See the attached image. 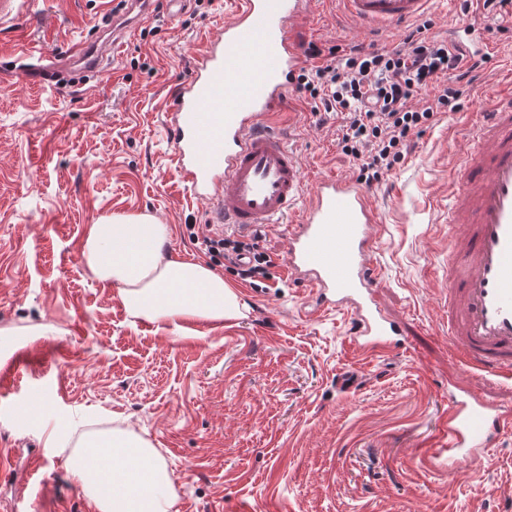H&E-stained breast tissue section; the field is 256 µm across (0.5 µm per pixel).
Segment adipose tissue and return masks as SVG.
Wrapping results in <instances>:
<instances>
[{
    "label": "adipose tissue",
    "mask_w": 512,
    "mask_h": 512,
    "mask_svg": "<svg viewBox=\"0 0 512 512\" xmlns=\"http://www.w3.org/2000/svg\"><path fill=\"white\" fill-rule=\"evenodd\" d=\"M169 225L115 214L89 225L82 258L91 276L118 285L130 314L153 323L221 321L240 313L236 292L213 269L170 257ZM70 471L96 512H172V478L157 448L129 429L82 436Z\"/></svg>",
    "instance_id": "ef3b65f1"
}]
</instances>
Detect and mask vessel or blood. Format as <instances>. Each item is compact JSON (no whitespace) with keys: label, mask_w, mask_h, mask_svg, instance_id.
Listing matches in <instances>:
<instances>
[{"label":"vessel or blood","mask_w":512,"mask_h":512,"mask_svg":"<svg viewBox=\"0 0 512 512\" xmlns=\"http://www.w3.org/2000/svg\"><path fill=\"white\" fill-rule=\"evenodd\" d=\"M311 0H235L230 20L208 38L190 72L164 107L174 168L191 194L208 203L211 223L250 230L283 224L287 272L328 309L351 314V344L359 352L392 351L403 334L378 298L374 262L381 217L361 183L326 176L304 199L305 171L274 117L294 105L306 65L293 34ZM363 29L419 20L429 0H343ZM35 0H0V25L23 22ZM111 41L86 36L57 55L20 45L24 78L47 83L70 61L99 71ZM469 147L448 173L449 346L474 376L512 378V84L486 91L476 119L462 128ZM41 390L28 388L12 412L36 415ZM512 429V409L459 387L448 406V469H476L487 448Z\"/></svg>","instance_id":"1"}]
</instances>
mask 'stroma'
Masks as SVG:
<instances>
[{"label": "stroma", "mask_w": 512, "mask_h": 512, "mask_svg": "<svg viewBox=\"0 0 512 512\" xmlns=\"http://www.w3.org/2000/svg\"><path fill=\"white\" fill-rule=\"evenodd\" d=\"M109 8L40 0L27 41L66 50ZM232 10V0H187L175 16L167 0H151L111 68L63 74L52 89L0 69V373L38 353L28 380L44 399L38 417L17 420L7 409L17 390L0 388V512H93L68 459L88 428L115 425L158 448L174 512H512V433L475 475L429 458L444 438L449 390L475 381L439 333L453 228L437 218L465 149L459 130L512 64V14L431 0V35L469 22L494 48L458 109L436 113L405 162L370 185L383 217L379 299L404 336L367 357L350 345L349 314L318 307L286 278L287 230L256 229L275 264L255 284L200 242L208 206L178 180L162 107ZM402 32L363 31L341 0H315L296 40L344 55L391 49ZM313 106L298 92L288 129L308 180L358 179L337 145L339 118ZM112 213L169 225V252L222 273L240 316L160 329L129 314L118 286L93 279L81 257L88 225ZM348 371L358 383L345 391L337 378Z\"/></svg>", "instance_id": "35a3bbf8"}]
</instances>
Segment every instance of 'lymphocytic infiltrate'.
I'll list each match as a JSON object with an SVG mask.
<instances>
[{
    "mask_svg": "<svg viewBox=\"0 0 512 512\" xmlns=\"http://www.w3.org/2000/svg\"><path fill=\"white\" fill-rule=\"evenodd\" d=\"M430 21L407 27L401 42L384 52H351L343 67L318 66L301 73L298 87L320 101L326 112L341 114L338 143L359 163L364 182L380 179L404 162L410 137L439 111H455L461 82H473L482 60L447 41L428 37ZM451 83H442L445 75ZM211 256H234L242 279L264 274L273 258L248 243L221 233L205 240Z\"/></svg>",
    "mask_w": 512,
    "mask_h": 512,
    "instance_id": "f902f5d3",
    "label": "lymphocytic infiltrate"
}]
</instances>
